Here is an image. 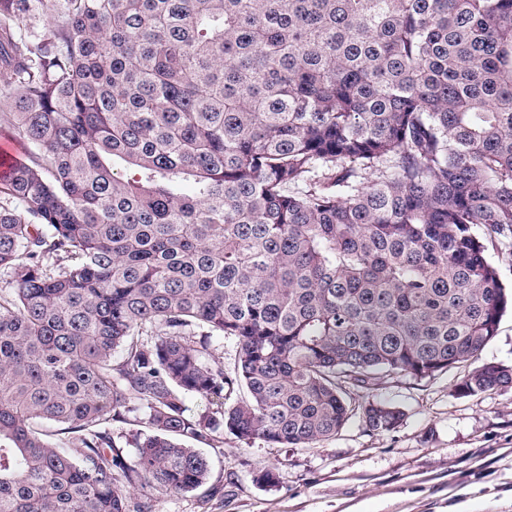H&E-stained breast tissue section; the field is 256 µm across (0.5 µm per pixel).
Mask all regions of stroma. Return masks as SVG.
<instances>
[{
    "instance_id": "35a3bbf8",
    "label": "stroma",
    "mask_w": 512,
    "mask_h": 512,
    "mask_svg": "<svg viewBox=\"0 0 512 512\" xmlns=\"http://www.w3.org/2000/svg\"><path fill=\"white\" fill-rule=\"evenodd\" d=\"M512 367V312L476 362L424 379L385 378L404 417L376 435L351 420L336 437L280 448L225 435L199 443L211 473L196 491L158 496L155 512H512V389L461 397L478 364ZM273 484L257 483L264 470Z\"/></svg>"
}]
</instances>
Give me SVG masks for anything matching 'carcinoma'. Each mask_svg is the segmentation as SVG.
I'll use <instances>...</instances> for the list:
<instances>
[{
    "label": "carcinoma",
    "mask_w": 512,
    "mask_h": 512,
    "mask_svg": "<svg viewBox=\"0 0 512 512\" xmlns=\"http://www.w3.org/2000/svg\"><path fill=\"white\" fill-rule=\"evenodd\" d=\"M0 74L32 147L0 177V512H154L226 431L389 432L349 392L477 359L512 308V0H0ZM142 407L128 462L106 426ZM510 253V254H509ZM488 259L499 270L501 280L507 286L512 285V248L502 246L498 242L488 244Z\"/></svg>",
    "instance_id": "cac0c4a2"
}]
</instances>
